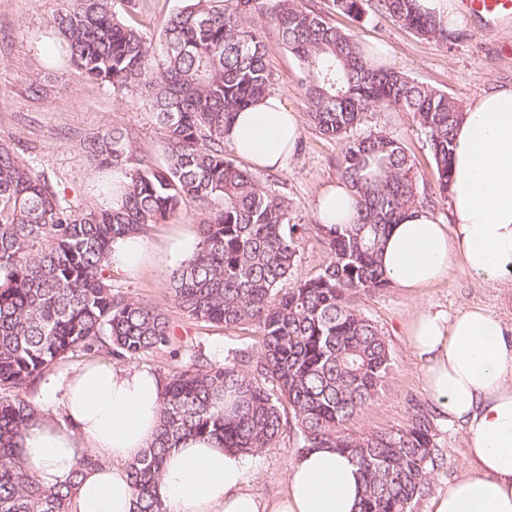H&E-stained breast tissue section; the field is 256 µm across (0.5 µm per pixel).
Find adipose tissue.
<instances>
[{"mask_svg":"<svg viewBox=\"0 0 512 512\" xmlns=\"http://www.w3.org/2000/svg\"><path fill=\"white\" fill-rule=\"evenodd\" d=\"M298 118L277 95L239 113L224 138L236 153L275 169L295 151ZM448 218L409 210L381 246L393 287L415 294L460 267L478 282L503 285L512 273V85L480 94L454 134ZM355 196L344 183L318 200L323 224L351 223ZM408 342L422 364L428 397L466 429L468 464L429 504V512H512V323L480 305L453 315L421 310ZM161 379L147 369L93 362L39 386L42 415L25 432L20 460L39 482L64 481L88 450L111 466L86 470L72 512H133L126 473L157 434ZM247 456L207 438L182 440L168 453L155 493L167 512H355L358 467L331 448L290 461L282 491L256 493Z\"/></svg>","mask_w":512,"mask_h":512,"instance_id":"obj_1","label":"adipose tissue"}]
</instances>
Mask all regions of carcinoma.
I'll list each match as a JSON object with an SVG mask.
<instances>
[{"label":"carcinoma","mask_w":512,"mask_h":512,"mask_svg":"<svg viewBox=\"0 0 512 512\" xmlns=\"http://www.w3.org/2000/svg\"><path fill=\"white\" fill-rule=\"evenodd\" d=\"M333 2L356 17L366 4L438 45L453 38L417 0ZM260 18L275 24L298 60L309 120L341 143L339 175L355 194L352 223L316 225L326 250L321 271L288 290L280 284L294 269L306 225L292 223L287 197L224 153L234 116L272 92ZM52 22L80 74L117 94H140L166 158L153 166L122 133L96 134L87 152L98 169L124 180L107 183V207L80 210L63 204L48 176L0 140V512H71L80 476L105 463L83 452L69 478L48 487L28 475L20 441L39 414L29 390L68 357L136 360L169 344L163 313L112 289L109 255L117 238L146 236L188 202L200 207L199 242L169 275L173 300L196 322L255 327L259 347L165 378L156 437L127 467L134 512H165L153 488L181 439L207 436L228 451L255 454L276 442L286 415L299 451L335 448L359 467L358 512H413L444 466L432 406L415 401L404 426L362 437L346 424L374 401L391 362L385 337L354 298L388 285L381 242L423 201L401 141L354 131L376 110L411 115L445 202L460 103L371 58L301 0H196L169 15L156 43L118 17L112 0H67Z\"/></svg>","instance_id":"obj_1"}]
</instances>
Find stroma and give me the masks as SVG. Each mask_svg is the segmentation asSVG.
<instances>
[{"instance_id": "35a3bbf8", "label": "stroma", "mask_w": 512, "mask_h": 512, "mask_svg": "<svg viewBox=\"0 0 512 512\" xmlns=\"http://www.w3.org/2000/svg\"><path fill=\"white\" fill-rule=\"evenodd\" d=\"M114 8L127 23L148 37L159 38L169 14L189 0H113ZM305 7L327 15L354 41L385 48L387 66L415 80L446 91L462 106L485 89L512 83V19L490 24L460 13L454 30L457 38L440 46L422 40L391 20L365 13L353 18L336 10L332 0H302ZM61 0H0V139L11 142L19 157L53 182L62 202L78 209L103 206L97 187L99 172L83 150V143L98 131L120 129L134 153L154 165L165 162L163 139L148 108L137 95H116L111 86L85 79L71 66L64 45L51 24ZM266 61L272 75L273 93L300 119V144L288 163L267 170L245 159L238 166L248 169L263 184L287 196L294 204L295 223L307 231L297 243V262L284 288L315 276L326 253L317 236L316 200L338 178L341 146L325 139L309 123L308 104L300 86L297 59L283 45L272 22H264ZM41 82L33 93V82ZM361 132L382 130L401 140L415 162L417 189L421 199L433 201L436 175L424 134L411 117L402 112H372ZM198 215L194 204L168 223L155 225L146 237L149 248L165 247L184 235L197 236ZM169 267L147 262L134 273L112 270V286L126 296L149 303L169 321L168 346L138 360L124 361V368L147 369L166 376L176 367L198 356L223 361L228 350L253 343V329H227L219 324L189 320L174 302L168 288ZM360 311L372 319L385 336L391 367L375 400L350 420L348 433L364 436L403 425L412 401L426 399L421 365L410 352L406 324L419 309L454 313L478 304L505 320H512V305L502 306L500 292L479 286L461 270L410 297L401 289L387 287L356 298ZM437 443L446 464L435 471L428 496L413 512H427L431 495L446 487L467 462L466 435L462 425L440 415L436 420ZM298 437L283 428L275 445L250 458L252 489L265 497L283 488L289 462L296 456Z\"/></svg>"}]
</instances>
